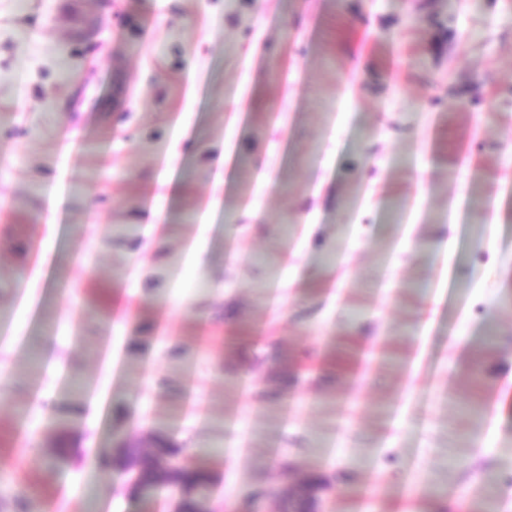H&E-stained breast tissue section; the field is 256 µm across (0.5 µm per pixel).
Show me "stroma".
<instances>
[{"label":"stroma","mask_w":512,"mask_h":512,"mask_svg":"<svg viewBox=\"0 0 512 512\" xmlns=\"http://www.w3.org/2000/svg\"><path fill=\"white\" fill-rule=\"evenodd\" d=\"M69 2L0 0V512H174L160 439L512 512V0ZM116 454L121 455L128 461L131 458L137 459L143 455H151L158 461H165L169 458H177L176 448H172L167 443H158L155 448L150 450L141 448H130L127 445H121V448L116 449Z\"/></svg>","instance_id":"stroma-1"}]
</instances>
